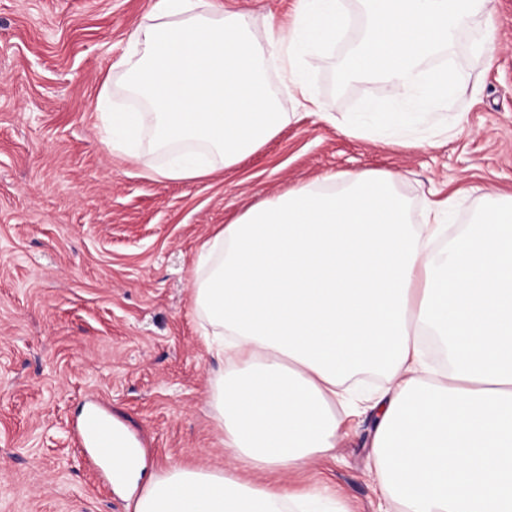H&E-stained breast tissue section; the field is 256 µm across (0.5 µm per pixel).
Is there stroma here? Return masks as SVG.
<instances>
[{"label": "stroma", "instance_id": "stroma-1", "mask_svg": "<svg viewBox=\"0 0 512 512\" xmlns=\"http://www.w3.org/2000/svg\"><path fill=\"white\" fill-rule=\"evenodd\" d=\"M153 0H0V512H133L140 492L106 485L72 435L93 403L139 442L143 477L173 464L232 462L210 406L219 363L202 344L192 285L200 245L248 207L334 172L398 174L423 223L455 196L470 223L484 194H512V0L472 18L444 59L467 91L447 134L400 145L350 135L366 96L400 87L333 71L358 37L312 57V91L336 123L303 115L233 168L197 181H156L104 143L96 103L112 61ZM241 13L258 42L297 0H213ZM489 32L495 60L473 43ZM376 412L346 417L330 455L299 474L264 473L296 490L324 488L331 512H384L371 471Z\"/></svg>", "mask_w": 512, "mask_h": 512}]
</instances>
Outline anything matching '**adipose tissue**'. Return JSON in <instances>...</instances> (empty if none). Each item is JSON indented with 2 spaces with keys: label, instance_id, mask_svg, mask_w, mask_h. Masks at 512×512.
Segmentation results:
<instances>
[{
  "label": "adipose tissue",
  "instance_id": "ef3b65f1",
  "mask_svg": "<svg viewBox=\"0 0 512 512\" xmlns=\"http://www.w3.org/2000/svg\"><path fill=\"white\" fill-rule=\"evenodd\" d=\"M350 24L342 0H299L262 44L212 0H154L109 66L118 82L100 90L106 144L158 180L233 167L293 118L273 73L306 114L335 122L304 64ZM120 92L133 109L115 108ZM397 180L329 174L202 243L194 305L222 363L213 417L242 467L298 473L337 447L344 384L376 372L388 385L374 404V478L394 512H512V195L487 193L451 237L453 200L412 223ZM321 499L173 465L134 512H318Z\"/></svg>",
  "mask_w": 512,
  "mask_h": 512
}]
</instances>
